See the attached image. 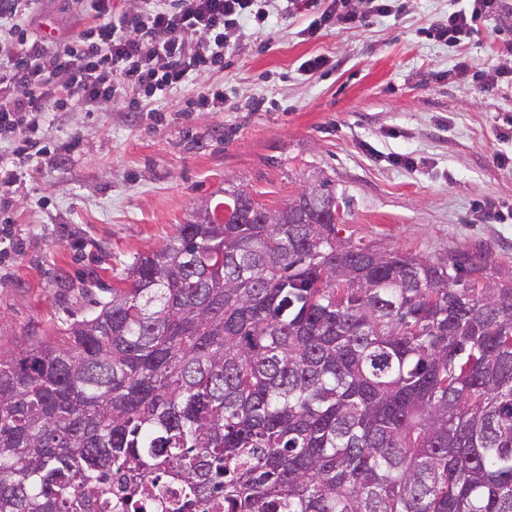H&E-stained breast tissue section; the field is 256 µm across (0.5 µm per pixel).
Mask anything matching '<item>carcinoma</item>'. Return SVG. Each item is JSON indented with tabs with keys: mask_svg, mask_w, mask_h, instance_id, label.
<instances>
[{
	"mask_svg": "<svg viewBox=\"0 0 512 512\" xmlns=\"http://www.w3.org/2000/svg\"><path fill=\"white\" fill-rule=\"evenodd\" d=\"M224 190L0 357V512H512V271Z\"/></svg>",
	"mask_w": 512,
	"mask_h": 512,
	"instance_id": "cac0c4a2",
	"label": "carcinoma"
}]
</instances>
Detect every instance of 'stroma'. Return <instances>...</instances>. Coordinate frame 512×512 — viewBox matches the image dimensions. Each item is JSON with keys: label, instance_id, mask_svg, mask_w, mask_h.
Returning a JSON list of instances; mask_svg holds the SVG:
<instances>
[{"label": "stroma", "instance_id": "stroma-1", "mask_svg": "<svg viewBox=\"0 0 512 512\" xmlns=\"http://www.w3.org/2000/svg\"><path fill=\"white\" fill-rule=\"evenodd\" d=\"M457 0H404L398 11L315 40L306 16L245 28L224 68L138 111L71 110L43 126L47 145L76 138L0 186L15 245L0 256V352L60 339L119 285L134 257L156 250L226 188L275 208L315 179L341 205V236L434 260L488 249L512 269V92L452 75L455 49L429 31ZM80 0H37L29 29L68 40L84 27ZM512 18L478 22L463 50L475 70L502 64ZM325 54L313 74L301 63ZM224 88V109L199 106Z\"/></svg>", "mask_w": 512, "mask_h": 512}]
</instances>
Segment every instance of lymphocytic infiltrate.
<instances>
[{
	"label": "lymphocytic infiltrate",
	"instance_id": "1",
	"mask_svg": "<svg viewBox=\"0 0 512 512\" xmlns=\"http://www.w3.org/2000/svg\"><path fill=\"white\" fill-rule=\"evenodd\" d=\"M37 0H0V183L18 166L47 154L36 133L53 113L96 112L129 94L160 98L202 72L220 70L246 26L270 23L267 0H139L132 9L114 0H82L91 24L56 42L30 32ZM394 9V0H285L284 13L309 12L304 39L332 28L348 30ZM506 0H467L449 12L440 34L461 45L478 21L502 16Z\"/></svg>",
	"mask_w": 512,
	"mask_h": 512
}]
</instances>
